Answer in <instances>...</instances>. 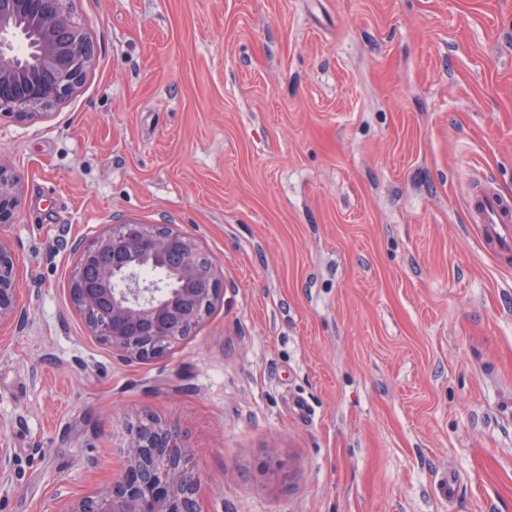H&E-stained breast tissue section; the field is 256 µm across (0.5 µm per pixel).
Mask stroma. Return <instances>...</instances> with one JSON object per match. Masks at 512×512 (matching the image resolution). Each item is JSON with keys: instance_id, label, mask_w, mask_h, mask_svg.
Listing matches in <instances>:
<instances>
[{"instance_id": "obj_1", "label": "stroma", "mask_w": 512, "mask_h": 512, "mask_svg": "<svg viewBox=\"0 0 512 512\" xmlns=\"http://www.w3.org/2000/svg\"><path fill=\"white\" fill-rule=\"evenodd\" d=\"M71 9L82 86L0 115L26 309L0 325V512L116 480L147 413L184 432L200 512H512V266L466 208L482 174L512 198V0ZM129 221L191 234L222 295L125 364L69 283L75 245ZM461 479L458 472L450 465L438 471L435 476V485L442 493L448 504H453Z\"/></svg>"}]
</instances>
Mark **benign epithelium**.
I'll return each instance as SVG.
<instances>
[{
	"label": "benign epithelium",
	"mask_w": 512,
	"mask_h": 512,
	"mask_svg": "<svg viewBox=\"0 0 512 512\" xmlns=\"http://www.w3.org/2000/svg\"><path fill=\"white\" fill-rule=\"evenodd\" d=\"M70 2L0 0L1 113L31 119L80 87L93 50ZM16 184L0 160V325L23 313L14 257L1 234L14 220ZM77 252L79 266L101 252L112 257L94 288L75 274L70 296L92 335L125 363L160 357L192 333L222 292L217 263L201 266L195 239L174 227L149 232L119 224ZM199 484L177 425H131L120 477L67 512H199Z\"/></svg>",
	"instance_id": "benign-epithelium-1"
}]
</instances>
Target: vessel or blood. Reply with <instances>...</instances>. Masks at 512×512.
I'll list each match as a JSON object with an SVG mask.
<instances>
[{"mask_svg":"<svg viewBox=\"0 0 512 512\" xmlns=\"http://www.w3.org/2000/svg\"><path fill=\"white\" fill-rule=\"evenodd\" d=\"M470 219L478 227L480 245L500 264H512V203L504 198L489 177L477 179L468 196ZM461 479L453 467H445L435 476V485L445 499H454Z\"/></svg>","mask_w":512,"mask_h":512,"instance_id":"vessel-or-blood-1","label":"vessel or blood"}]
</instances>
